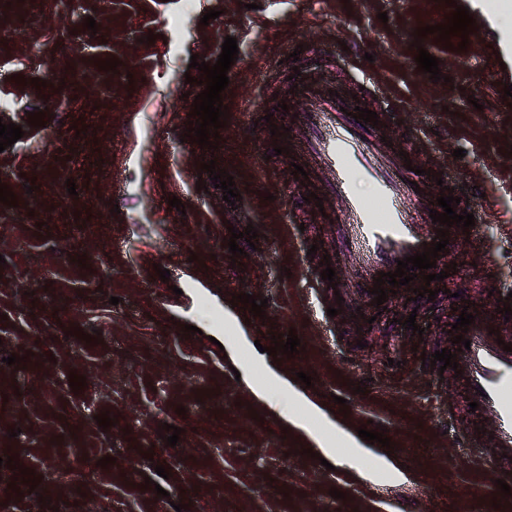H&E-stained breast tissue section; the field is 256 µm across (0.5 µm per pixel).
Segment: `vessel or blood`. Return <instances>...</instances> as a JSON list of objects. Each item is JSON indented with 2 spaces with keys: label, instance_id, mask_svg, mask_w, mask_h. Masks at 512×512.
I'll use <instances>...</instances> for the list:
<instances>
[{
  "label": "vessel or blood",
  "instance_id": "vessel-or-blood-1",
  "mask_svg": "<svg viewBox=\"0 0 512 512\" xmlns=\"http://www.w3.org/2000/svg\"><path fill=\"white\" fill-rule=\"evenodd\" d=\"M298 95L317 98L319 105L299 113L287 135L279 137V145L287 149L282 160L304 168L308 189L319 198L341 199L336 214L317 217L318 230L336 252L359 258L349 279L334 286L320 280L313 289L322 297L333 288L344 298L359 295L373 288L379 273L395 272L399 259L424 252L435 241L438 226L429 216L426 178L414 173L422 161L408 142L382 141L378 126L352 118L356 106L352 98L329 94L311 80ZM359 176L373 184L372 198L357 193ZM442 180L454 196L467 202L475 217L470 231L452 226L450 242L481 241L484 226L498 222L481 198L480 177L446 173ZM466 337L470 346L457 355L466 365L462 395L479 408L493 409L498 425L495 451L478 462L512 483V336L498 340L475 322Z\"/></svg>",
  "mask_w": 512,
  "mask_h": 512
}]
</instances>
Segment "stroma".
<instances>
[{
    "instance_id": "35a3bbf8",
    "label": "stroma",
    "mask_w": 512,
    "mask_h": 512,
    "mask_svg": "<svg viewBox=\"0 0 512 512\" xmlns=\"http://www.w3.org/2000/svg\"><path fill=\"white\" fill-rule=\"evenodd\" d=\"M254 2L0 0V111L24 131L0 152V183L18 201L0 203V458L15 457L40 480L37 490L23 483L1 493L0 512H157L161 489L184 512H362L353 485L299 454L302 435L285 433L284 418L253 390V364L280 374L264 349L291 331L303 348L291 370L311 376L310 401L337 393L349 410L376 415L394 454L437 488L427 512H451L465 487L491 484L468 450L436 446L434 433L477 427L491 447L492 411L462 405L453 368L409 373L422 355L449 347L464 304L484 325L512 332L497 311L512 292V245L485 230L479 243L453 246L457 271L431 282L434 300L402 292L381 309L357 297L318 319L308 285L330 245L297 238L288 213L308 205L272 140H258L244 115L265 116L269 95L287 91L293 66L277 61L285 43L320 46L339 69L364 71L370 100L403 102L386 135L449 128L439 149L423 147L426 166L484 175L490 207L512 217V105L492 81L491 36L470 35L463 50L459 37L444 44L432 34L414 46L416 29L452 15L447 0ZM211 9L219 18L201 25ZM89 16L97 30L85 27ZM229 36L239 49L222 93L229 118L218 148L202 149L183 138L202 91L185 79L200 75L191 57L215 63ZM421 48L438 58L440 82L419 71ZM112 58L116 70L99 69ZM36 108L49 115L39 128L28 124ZM259 153L268 157L262 170ZM211 160L233 177L235 205L214 181L197 189ZM174 197L182 208L169 206ZM249 225L254 250L231 259L230 229ZM240 293L268 302L257 332L215 329L214 308L230 311ZM95 331L100 343L78 338ZM11 355L24 368L8 366ZM73 373L86 379L77 393ZM104 412L111 427L95 420ZM170 425L181 429L173 447ZM105 456L114 464L100 466ZM159 465L168 478L146 487Z\"/></svg>"
}]
</instances>
